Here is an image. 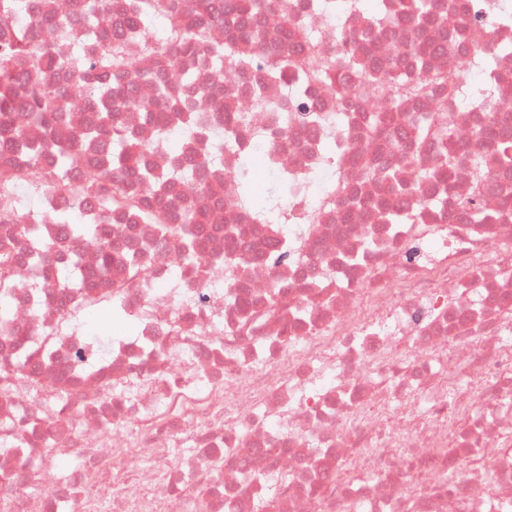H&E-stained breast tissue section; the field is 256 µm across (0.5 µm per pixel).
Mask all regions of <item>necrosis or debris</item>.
<instances>
[{"label": "necrosis or debris", "mask_w": 512, "mask_h": 512, "mask_svg": "<svg viewBox=\"0 0 512 512\" xmlns=\"http://www.w3.org/2000/svg\"><path fill=\"white\" fill-rule=\"evenodd\" d=\"M437 2L466 3L479 21L441 29L432 54L423 32L376 28L347 0H289V16L268 11L260 26L292 57L404 62L427 91L420 108L455 116L451 167L428 139L410 167L379 155L368 125L382 101L349 66L340 100L242 70L251 45L231 41V14L209 31L232 47L222 74L199 55L169 72L173 95L194 74L191 111L208 114L221 97L250 128L219 164H200L206 142L188 140L180 112L169 126L181 149H154L157 85L146 67L131 78L137 107L121 118L146 166H194L224 220L193 265L184 240L113 214L125 253L147 254L137 274L119 254L97 287L60 296L28 261L13 266L0 328V512H512V210L502 205L512 166L479 135L487 115L477 106L494 87L512 123V0ZM75 4L53 0L58 22L46 25L40 0H27L56 81L95 48ZM465 57L481 79L447 93L436 73ZM298 95L317 122L295 118ZM65 99L66 126L22 125L17 164L109 104ZM248 148L295 185L272 226L238 200L233 172ZM475 190L483 224L459 216ZM69 204L58 194L44 206L55 270L99 258V240L57 224ZM392 211L412 223H392ZM118 280L126 288L113 289ZM100 304L133 320L135 334L93 342L82 318Z\"/></svg>", "instance_id": "1"}]
</instances>
